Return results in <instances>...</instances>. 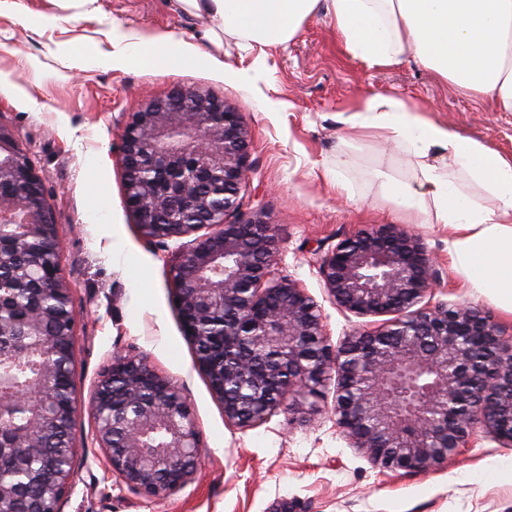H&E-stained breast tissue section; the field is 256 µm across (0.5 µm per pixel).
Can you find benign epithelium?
<instances>
[{"label": "benign epithelium", "instance_id": "obj_1", "mask_svg": "<svg viewBox=\"0 0 512 512\" xmlns=\"http://www.w3.org/2000/svg\"><path fill=\"white\" fill-rule=\"evenodd\" d=\"M126 199L142 235L180 239L201 230L172 266L173 297L196 363L237 428L296 405L319 408L335 382L336 427L376 466L425 473L463 457L485 432L512 447V336L470 304L417 307L434 288L432 260L418 235L383 226L339 240L318 264L335 304L386 315L371 331L330 343L321 306L279 273V228L260 212L239 217L248 179L241 113L202 92L177 88L149 99L121 133ZM158 164L166 187L140 171ZM20 186L0 198V223L18 237L57 238L42 177L0 126V179ZM24 352L40 372L24 390L0 388V512L38 487L32 512H60L75 488L76 401H60L75 371L74 335L44 336L46 322L75 320L70 288L42 289ZM29 411L23 430L9 414ZM95 439L113 477L146 497L192 480L200 434L183 390L142 357L115 359L90 400Z\"/></svg>", "mask_w": 512, "mask_h": 512}]
</instances>
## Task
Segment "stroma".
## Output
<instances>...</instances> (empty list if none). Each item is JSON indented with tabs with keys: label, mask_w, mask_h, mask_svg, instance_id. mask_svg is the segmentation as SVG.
<instances>
[{
	"label": "stroma",
	"mask_w": 512,
	"mask_h": 512,
	"mask_svg": "<svg viewBox=\"0 0 512 512\" xmlns=\"http://www.w3.org/2000/svg\"><path fill=\"white\" fill-rule=\"evenodd\" d=\"M0 16V125L11 129L43 179L59 240L61 275L75 303L73 376L76 488L62 512H512V447L479 434L465 457L426 473L375 467L336 427L334 390L319 412H278L254 427L224 421V409L195 364L171 288L178 240L145 239L126 206L120 133L150 96L199 90L240 112L250 134L248 184L241 213L263 212L278 225L282 275L300 281L321 305L332 343L379 324L331 303L317 275L324 253L343 237L382 225L421 236L433 260L434 298L471 303L512 336V312L456 273L448 231L425 214L406 215L382 197L386 182L416 184L420 158L371 133L343 140L344 122L374 95L427 110L504 156H512V113L492 111L414 60L370 69L353 59L332 18L318 12L284 47L268 50L248 86L232 69L253 54L224 45L219 66L112 68L120 25L135 38L170 35L191 43L204 19L170 0H16ZM89 57L88 65L76 56ZM341 174L336 189L325 170ZM126 249L113 256L114 238ZM138 355L180 385L203 445L189 483L155 499L115 482L94 435L89 401L115 357Z\"/></svg>",
	"instance_id": "35a3bbf8"
}]
</instances>
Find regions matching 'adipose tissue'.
I'll return each mask as SVG.
<instances>
[{"label":"adipose tissue","instance_id":"1","mask_svg":"<svg viewBox=\"0 0 512 512\" xmlns=\"http://www.w3.org/2000/svg\"><path fill=\"white\" fill-rule=\"evenodd\" d=\"M182 9L206 18L211 51L168 36L132 41L121 28L111 33L106 66L130 60L216 62L225 39L243 50L285 46L318 11H326L347 54L367 68L411 58L436 76L487 99L498 112H512V0H179ZM352 132L370 130L395 147L422 158L417 186L398 181L384 193L405 211L419 210L448 228V251L456 272L512 311V158L452 127L424 117L394 97L373 96L346 120ZM447 163H428L431 150ZM496 201L474 202L468 182Z\"/></svg>","mask_w":512,"mask_h":512}]
</instances>
